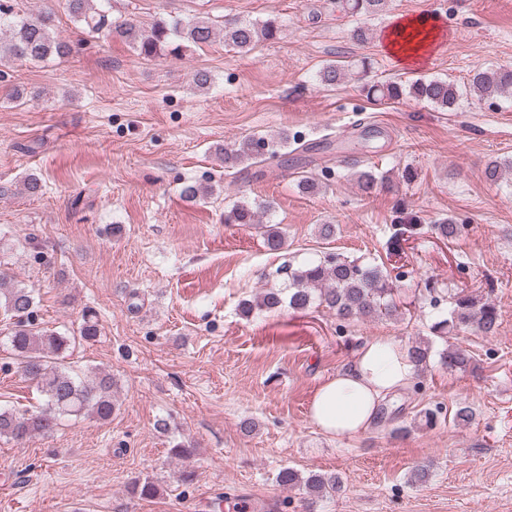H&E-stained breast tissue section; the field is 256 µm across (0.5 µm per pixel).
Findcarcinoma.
<instances>
[{
  "mask_svg": "<svg viewBox=\"0 0 512 512\" xmlns=\"http://www.w3.org/2000/svg\"><path fill=\"white\" fill-rule=\"evenodd\" d=\"M93 0H64L68 13L81 22L89 32L107 30L114 38L132 46L143 60H152L166 53L179 52L183 43L203 45L217 35L224 43L239 50L251 51L263 41H273L279 27L273 21L261 24L227 20L217 29L204 20L161 21L145 31L131 18H112L111 0H98L101 8L91 7ZM385 5V0H339V7L347 14L371 16ZM0 31L8 34V50L13 59L41 62L62 59L73 52L72 45L57 35L48 13L35 17H17L8 5L0 3ZM370 63L362 59L354 64V70L339 61H332L318 71V79L325 86H334L351 74L361 82L362 91L373 102L397 100L404 96L426 101L441 110H451L459 98V90L450 82L434 78H417L408 84L398 81H370ZM472 88L482 94H506L512 97V69L500 68L474 70L470 79ZM224 167L242 175L264 163L278 162L288 165V134L275 137H249L230 148L222 149ZM512 170V162L492 161L485 168L487 180L497 182ZM388 178L373 170L359 173L357 182L363 194L369 196L387 183ZM273 209L269 201L254 205L237 202L224 211L226 224H259L260 215ZM268 247L278 250L285 245L280 227L270 224L263 230ZM283 276V286L266 288L253 302L243 303L246 314L255 309L277 310L283 306L305 309L319 302L349 323L354 320H371L379 315L398 312L394 302L395 290L404 274L396 275L383 264L347 260L335 254L310 262L301 267L291 265L277 270ZM446 313L431 326V332L443 337L450 331L479 332L493 336L500 326L501 312L489 301H481L472 295L449 296ZM35 297L33 289L7 283L0 274V312L12 320L7 328V344L20 361L24 375L36 385L44 398V405L35 411L19 413L0 408V438L21 441L35 434L52 432L58 421L66 416H92L108 420L115 410L112 399V374L105 371L91 375L80 373L63 363L62 354L69 346L81 340L94 342L100 336V324L95 313L83 315L77 330L78 336H62L59 333L38 328L33 323ZM439 362L448 369L467 367L472 357L461 346L445 347L438 351ZM277 481L286 487L303 491L305 499L314 503L331 493L341 490L340 478L334 474L312 473L303 476L292 468H284L277 474Z\"/></svg>",
  "mask_w": 512,
  "mask_h": 512,
  "instance_id": "obj_1",
  "label": "carcinoma"
}]
</instances>
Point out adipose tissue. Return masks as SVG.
Instances as JSON below:
<instances>
[{
  "label": "adipose tissue",
  "instance_id": "ef3b65f1",
  "mask_svg": "<svg viewBox=\"0 0 512 512\" xmlns=\"http://www.w3.org/2000/svg\"><path fill=\"white\" fill-rule=\"evenodd\" d=\"M441 32L435 16H401L383 41L399 65L415 68L425 61ZM416 375L408 347L388 336L367 338L349 364L317 388L310 404L311 418L326 434L356 436L372 426L381 404L409 388Z\"/></svg>",
  "mask_w": 512,
  "mask_h": 512
}]
</instances>
